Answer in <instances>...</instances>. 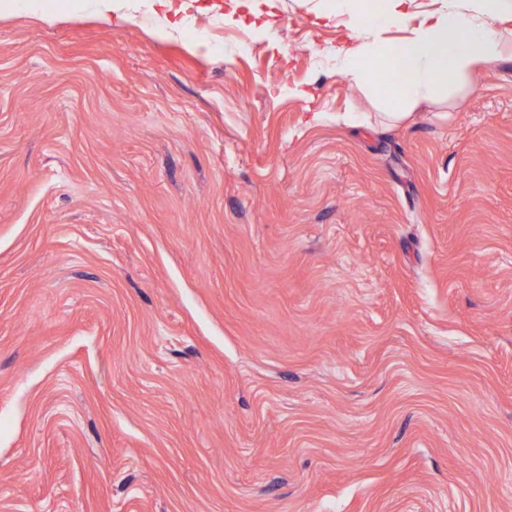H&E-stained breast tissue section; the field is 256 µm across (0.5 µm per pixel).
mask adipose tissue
I'll return each instance as SVG.
<instances>
[{
  "label": "adipose tissue",
  "mask_w": 512,
  "mask_h": 512,
  "mask_svg": "<svg viewBox=\"0 0 512 512\" xmlns=\"http://www.w3.org/2000/svg\"><path fill=\"white\" fill-rule=\"evenodd\" d=\"M412 3L336 0L335 15L353 39L336 66L371 90L393 121L448 88L480 91L483 67L512 44V0H439L420 13ZM399 26L410 27V36L378 41L381 30Z\"/></svg>",
  "instance_id": "adipose-tissue-1"
}]
</instances>
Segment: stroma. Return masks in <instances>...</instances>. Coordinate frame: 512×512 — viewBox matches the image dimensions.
I'll return each mask as SVG.
<instances>
[{
  "label": "stroma",
  "instance_id": "obj_1",
  "mask_svg": "<svg viewBox=\"0 0 512 512\" xmlns=\"http://www.w3.org/2000/svg\"><path fill=\"white\" fill-rule=\"evenodd\" d=\"M94 2L0 16V512H512V54L394 122L336 0Z\"/></svg>",
  "mask_w": 512,
  "mask_h": 512
}]
</instances>
